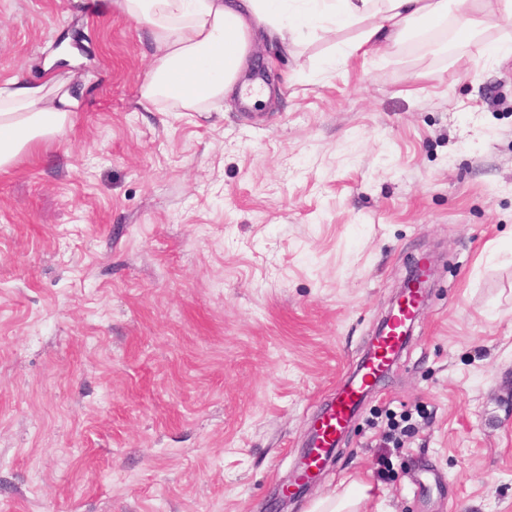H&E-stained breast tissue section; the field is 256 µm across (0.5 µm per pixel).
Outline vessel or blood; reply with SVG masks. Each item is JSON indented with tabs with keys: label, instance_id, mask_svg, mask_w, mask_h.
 <instances>
[{
	"label": "vessel or blood",
	"instance_id": "b4317fda",
	"mask_svg": "<svg viewBox=\"0 0 512 512\" xmlns=\"http://www.w3.org/2000/svg\"><path fill=\"white\" fill-rule=\"evenodd\" d=\"M418 300L410 298L405 306L397 308L384 331L377 337L372 357L359 374L347 381L330 402L321 418L319 428V453H326L346 420L356 411L364 390L379 382L396 349L401 344V332L417 314Z\"/></svg>",
	"mask_w": 512,
	"mask_h": 512
}]
</instances>
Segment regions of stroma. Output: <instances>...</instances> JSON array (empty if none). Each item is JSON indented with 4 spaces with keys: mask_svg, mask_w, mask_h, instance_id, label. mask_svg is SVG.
I'll use <instances>...</instances> for the list:
<instances>
[{
    "mask_svg": "<svg viewBox=\"0 0 512 512\" xmlns=\"http://www.w3.org/2000/svg\"><path fill=\"white\" fill-rule=\"evenodd\" d=\"M82 89L0 173V512H267L411 261L409 342L293 512H512V20L336 67L261 40L271 96L139 104L156 49L115 0H0V85ZM424 408L400 446L386 412ZM422 258L429 259L426 256ZM422 258L414 263L409 274L403 279L400 286L396 289V293L391 302V307L389 308V311L385 318H387L391 313L394 304H402V302L404 301L405 297L409 292L415 291L417 289H424L425 291H427V293H429L430 289L432 288V277L424 281V278L420 274ZM370 486L363 483H350L341 490L320 500L313 511L316 512H357L359 506L368 499Z\"/></svg>",
    "mask_w": 512,
    "mask_h": 512,
    "instance_id": "stroma-1",
    "label": "stroma"
}]
</instances>
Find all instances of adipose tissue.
<instances>
[{
  "label": "adipose tissue",
  "mask_w": 512,
  "mask_h": 512,
  "mask_svg": "<svg viewBox=\"0 0 512 512\" xmlns=\"http://www.w3.org/2000/svg\"><path fill=\"white\" fill-rule=\"evenodd\" d=\"M292 11L288 0H116L122 14L145 21L157 54L141 85V101L202 111L210 100L233 93L246 105L265 101L268 90L242 78L256 44V25L273 30L280 48L315 31L355 29L346 53L399 43L414 26L430 28L449 16L448 0H306ZM512 18V0H460L455 29L473 36L485 17ZM80 101L63 86L15 78L0 86V171L37 143L54 139L73 122Z\"/></svg>",
  "instance_id": "obj_1"
}]
</instances>
